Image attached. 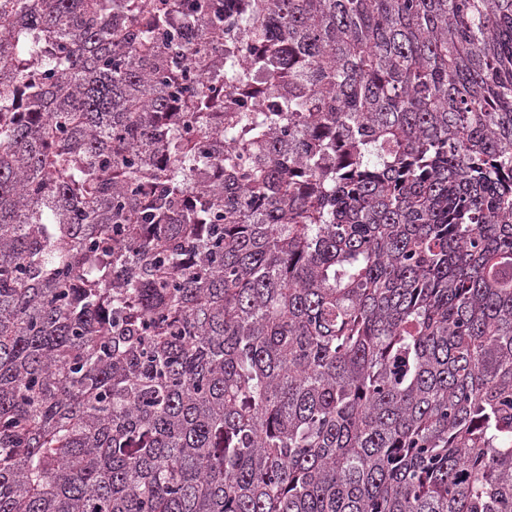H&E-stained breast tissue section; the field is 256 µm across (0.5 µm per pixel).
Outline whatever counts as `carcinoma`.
Segmentation results:
<instances>
[{"label":"carcinoma","instance_id":"carcinoma-1","mask_svg":"<svg viewBox=\"0 0 512 512\" xmlns=\"http://www.w3.org/2000/svg\"><path fill=\"white\" fill-rule=\"evenodd\" d=\"M0 512H512V0H0Z\"/></svg>","mask_w":512,"mask_h":512}]
</instances>
